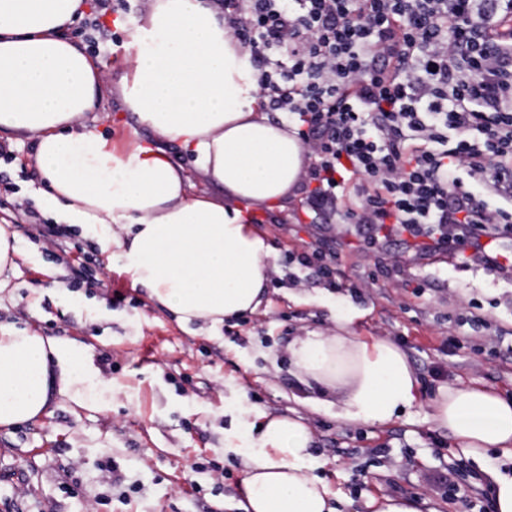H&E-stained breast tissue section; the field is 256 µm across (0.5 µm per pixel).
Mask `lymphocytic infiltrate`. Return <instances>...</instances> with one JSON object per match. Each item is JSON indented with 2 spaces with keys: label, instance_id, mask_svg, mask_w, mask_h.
Returning a JSON list of instances; mask_svg holds the SVG:
<instances>
[{
  "label": "lymphocytic infiltrate",
  "instance_id": "lymphocytic-infiltrate-1",
  "mask_svg": "<svg viewBox=\"0 0 512 512\" xmlns=\"http://www.w3.org/2000/svg\"><path fill=\"white\" fill-rule=\"evenodd\" d=\"M310 158L306 214L512 268V0H223Z\"/></svg>",
  "mask_w": 512,
  "mask_h": 512
}]
</instances>
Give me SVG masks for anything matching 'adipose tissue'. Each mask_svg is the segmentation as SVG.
I'll list each match as a JSON object with an SVG mask.
<instances>
[{"label":"adipose tissue","mask_w":512,"mask_h":512,"mask_svg":"<svg viewBox=\"0 0 512 512\" xmlns=\"http://www.w3.org/2000/svg\"><path fill=\"white\" fill-rule=\"evenodd\" d=\"M82 5L0 0V131L37 138L46 186L34 197L58 222L93 232L178 323L213 333L256 313L276 271L274 248L243 209L281 206L308 159L297 134L264 111L251 46L230 32L220 0H148L117 90L153 139L119 150L89 118L102 66L65 34ZM170 145L191 155L223 199L191 193ZM287 351L298 381L318 390L307 405L339 420L383 427L417 401L407 354L361 336L350 318L293 337ZM88 353L72 341L0 327V427L42 416L55 393L83 405ZM430 418L465 457L479 462L494 448L512 458V398L476 384L442 386ZM313 442L301 417L262 414L239 445L243 512H339V494L312 472Z\"/></svg>","instance_id":"1"}]
</instances>
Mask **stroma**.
<instances>
[{
	"label": "stroma",
	"mask_w": 512,
	"mask_h": 512,
	"mask_svg": "<svg viewBox=\"0 0 512 512\" xmlns=\"http://www.w3.org/2000/svg\"><path fill=\"white\" fill-rule=\"evenodd\" d=\"M146 5L112 0L113 43L101 57L107 68L93 114L117 147L134 137L136 126L113 85L132 52L129 30ZM10 145V157L0 158V174L9 181L8 190H0L5 213L29 203V189L39 184L35 138ZM262 224L278 267L269 304L248 324L231 320L211 336L195 335L152 304L94 237L63 224L56 243L46 224L17 225L20 256L0 291V325L87 345L93 399L78 407L57 397L46 415L0 427V512H240L242 462L225 449L224 435L240 429L241 387L257 410L294 409L303 416L315 437V473L346 500L345 512H369L368 500L382 496L416 497L432 512H494L485 494L488 476L458 454L429 415L445 384L477 383L512 394V373L501 370L512 358V270L462 268L448 253L421 258L390 243L386 253L402 255L405 277L430 284L417 298L377 277L373 258L341 237L334 218L310 222L297 202L278 221ZM312 243L336 254L344 288L289 281L299 270L289 253ZM468 301L476 303V315L506 329L503 342L492 344L485 330L445 321ZM336 313L352 316L361 335L390 340L408 355L419 380L410 414L373 428L301 405L310 391L289 373L286 343L308 329L333 328ZM379 443L385 452L368 455ZM201 453L223 465L224 479L191 471ZM107 459L138 492L112 486L100 467ZM190 479L199 493H185Z\"/></svg>",
	"instance_id": "stroma-1"
}]
</instances>
